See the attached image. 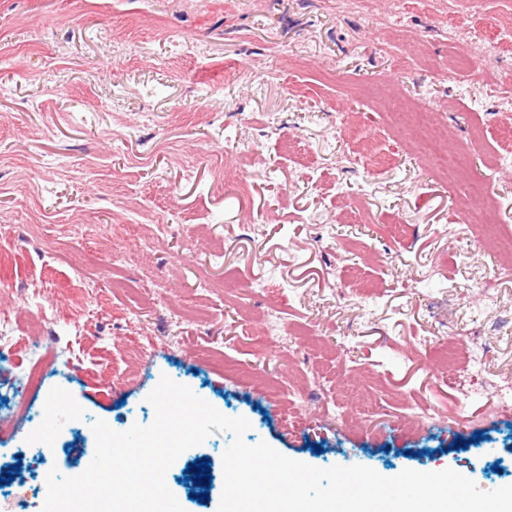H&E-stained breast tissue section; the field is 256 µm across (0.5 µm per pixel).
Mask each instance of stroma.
I'll return each instance as SVG.
<instances>
[{"label":"stroma","mask_w":512,"mask_h":512,"mask_svg":"<svg viewBox=\"0 0 512 512\" xmlns=\"http://www.w3.org/2000/svg\"><path fill=\"white\" fill-rule=\"evenodd\" d=\"M512 0H0V473L41 512L40 449L155 417L169 376L248 444L327 468L512 485V281L458 223L467 185L512 238ZM384 84L466 150L457 184L395 128ZM491 285V298L477 291ZM464 343L473 366L444 369ZM342 412L325 415L327 405ZM61 404L53 425L32 414ZM228 432L166 474L217 512ZM208 459L209 499L183 476Z\"/></svg>","instance_id":"1"}]
</instances>
